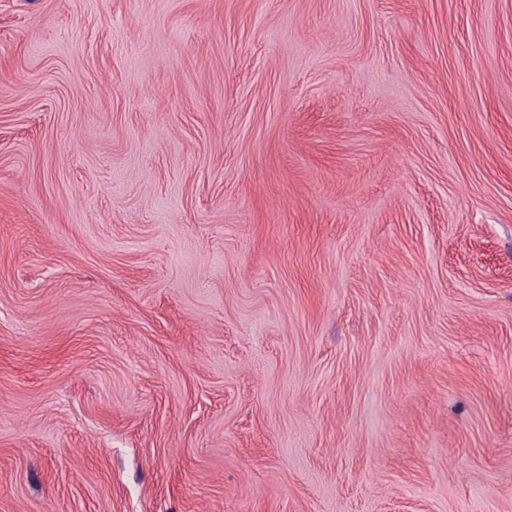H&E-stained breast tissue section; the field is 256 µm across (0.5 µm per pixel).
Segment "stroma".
<instances>
[{"instance_id": "35a3bbf8", "label": "stroma", "mask_w": 512, "mask_h": 512, "mask_svg": "<svg viewBox=\"0 0 512 512\" xmlns=\"http://www.w3.org/2000/svg\"><path fill=\"white\" fill-rule=\"evenodd\" d=\"M0 512H512V0H0Z\"/></svg>"}]
</instances>
